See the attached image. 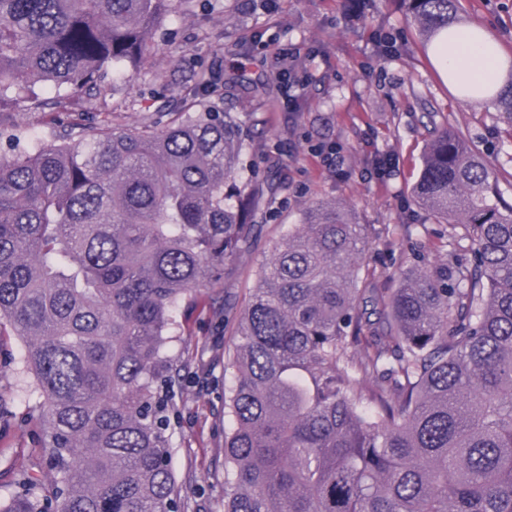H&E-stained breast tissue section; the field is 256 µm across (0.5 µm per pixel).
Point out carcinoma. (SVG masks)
I'll return each mask as SVG.
<instances>
[{
  "mask_svg": "<svg viewBox=\"0 0 512 512\" xmlns=\"http://www.w3.org/2000/svg\"><path fill=\"white\" fill-rule=\"evenodd\" d=\"M170 2L0 0V130L9 104L58 109L117 64L133 75ZM408 10L427 42L459 23L458 0ZM489 103L512 128V72ZM169 114L73 118L0 156V325L55 472H19L0 512H181L174 313L236 264L274 185L241 177L247 132L220 102L193 88ZM413 195L448 224L446 264L366 269V225L317 203L258 267L227 363L224 512H512V203L446 129Z\"/></svg>",
  "mask_w": 512,
  "mask_h": 512,
  "instance_id": "carcinoma-1",
  "label": "carcinoma"
}]
</instances>
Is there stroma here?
Here are the masks:
<instances>
[{
	"mask_svg": "<svg viewBox=\"0 0 512 512\" xmlns=\"http://www.w3.org/2000/svg\"><path fill=\"white\" fill-rule=\"evenodd\" d=\"M461 24L478 23L512 62V0H460ZM297 50L304 80L300 111H291L276 76L272 44ZM218 77L224 107L251 129L245 165L276 185L257 214L248 248L211 288L193 292L176 312L174 369L194 375L171 418V468L184 512H224V347L245 306L253 273L289 225L317 202L350 212L371 227L364 262L397 267L421 246L430 265L446 258L441 226L414 200L412 188L433 132H462L512 201V134L497 112L462 96L436 66L410 21L404 0H362L348 17L342 0H185L157 27L144 66L116 81L103 98L72 104L81 118L139 127L146 113L180 100L200 72ZM341 162H324L328 152ZM0 428V500L15 495L24 469L53 480L35 453L43 428L39 400L19 394Z\"/></svg>",
	"mask_w": 512,
	"mask_h": 512,
	"instance_id": "1",
	"label": "stroma"
}]
</instances>
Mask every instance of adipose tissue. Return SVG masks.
Segmentation results:
<instances>
[{"label": "adipose tissue", "mask_w": 512, "mask_h": 512, "mask_svg": "<svg viewBox=\"0 0 512 512\" xmlns=\"http://www.w3.org/2000/svg\"><path fill=\"white\" fill-rule=\"evenodd\" d=\"M437 65L457 86L492 87L500 81L504 59L481 25L450 28L433 46Z\"/></svg>", "instance_id": "1"}]
</instances>
